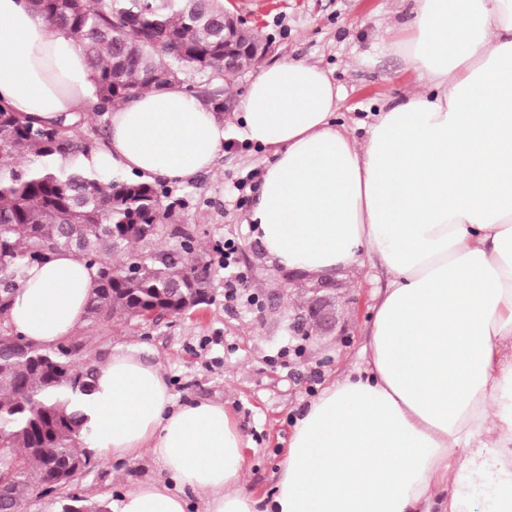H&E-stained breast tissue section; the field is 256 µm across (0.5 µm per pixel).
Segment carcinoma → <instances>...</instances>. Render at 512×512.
I'll use <instances>...</instances> for the list:
<instances>
[{"instance_id":"cac0c4a2","label":"carcinoma","mask_w":512,"mask_h":512,"mask_svg":"<svg viewBox=\"0 0 512 512\" xmlns=\"http://www.w3.org/2000/svg\"><path fill=\"white\" fill-rule=\"evenodd\" d=\"M49 29L68 33L97 74L96 104L36 125L0 101V512L62 491L61 512H109L76 482L92 461L80 400L95 367L80 347L26 341L10 310L26 271L62 251L95 271L83 328L114 319L159 321L209 302L210 268L180 228L181 251L155 248L177 202L161 182L92 176L95 118L195 73L224 76V0H28Z\"/></svg>"}]
</instances>
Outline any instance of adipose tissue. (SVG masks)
<instances>
[{"label": "adipose tissue", "mask_w": 512, "mask_h": 512, "mask_svg": "<svg viewBox=\"0 0 512 512\" xmlns=\"http://www.w3.org/2000/svg\"><path fill=\"white\" fill-rule=\"evenodd\" d=\"M421 85L365 142L336 125L340 89L317 65L261 67L245 138L268 148L249 219L268 257L332 274L379 255L393 279L375 309L365 372L326 387L296 418L276 491L241 489L243 436L223 405H176L156 366L117 353L82 407L90 444L149 453L179 492L147 483L119 512H478L475 488L512 512V0H413L393 26ZM96 73L27 0H0V100L51 124L93 99ZM227 139L211 107L176 87L109 113L89 171L184 182ZM95 288L68 252L28 269L11 311L24 337L73 336Z\"/></svg>", "instance_id": "ef3b65f1"}]
</instances>
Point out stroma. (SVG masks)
I'll return each instance as SVG.
<instances>
[{"mask_svg": "<svg viewBox=\"0 0 512 512\" xmlns=\"http://www.w3.org/2000/svg\"><path fill=\"white\" fill-rule=\"evenodd\" d=\"M412 0H230L228 7L270 44L266 65L303 60L321 67L340 88L337 120L357 139L368 136L374 115L398 104L418 87L411 64L390 46L388 30L405 21ZM257 72L250 66L225 83L212 74L191 78L196 90H222L224 125L233 136L212 168L187 182L169 183L180 201L167 219L164 246L177 247L170 227L198 242L213 272L210 302L190 314L155 325L139 321L98 327L92 339L75 332L92 361L103 362L130 348L163 373L175 403L195 400L223 404L242 433L241 487L271 495L292 435L295 417L329 383L364 369V348L379 294L392 277L378 259L338 270L335 331L298 336L289 326L318 276L289 273L270 262L249 222L255 187L267 151L240 133L242 105ZM239 244V266L248 277L247 299L224 301V241ZM296 287H289V280ZM93 466L79 478L80 493L117 512L123 496L162 479L149 454L139 458L95 452Z\"/></svg>", "mask_w": 512, "mask_h": 512, "instance_id": "stroma-1", "label": "stroma"}]
</instances>
